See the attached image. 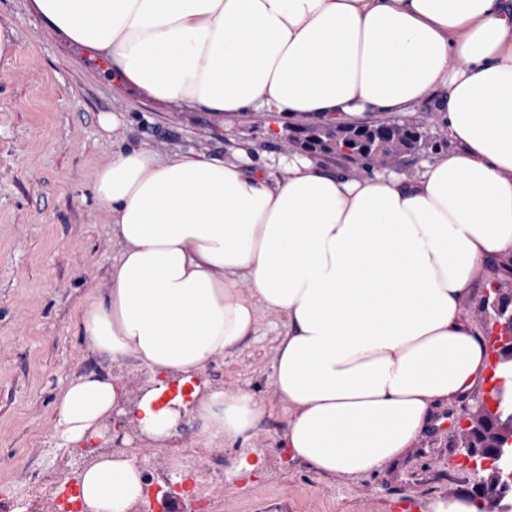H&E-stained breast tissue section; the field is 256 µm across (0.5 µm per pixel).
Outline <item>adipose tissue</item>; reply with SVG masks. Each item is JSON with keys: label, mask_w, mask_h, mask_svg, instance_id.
Returning a JSON list of instances; mask_svg holds the SVG:
<instances>
[{"label": "adipose tissue", "mask_w": 512, "mask_h": 512, "mask_svg": "<svg viewBox=\"0 0 512 512\" xmlns=\"http://www.w3.org/2000/svg\"><path fill=\"white\" fill-rule=\"evenodd\" d=\"M116 82L156 101L360 125L435 100L453 151L407 177H350L294 158L275 178L248 158L118 152L93 191L121 246L110 287L76 316L94 349L166 376L140 428L162 439L189 402L207 448L247 444L266 407L213 385L208 364L284 316L272 363L281 445L325 476L404 455L434 408L475 386L485 341L462 309L512 256V0H33ZM124 392L94 371L57 392L51 433L102 437ZM143 464L96 455L85 512H128Z\"/></svg>", "instance_id": "ef3b65f1"}]
</instances>
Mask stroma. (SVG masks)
<instances>
[{
  "instance_id": "35a3bbf8",
  "label": "stroma",
  "mask_w": 512,
  "mask_h": 512,
  "mask_svg": "<svg viewBox=\"0 0 512 512\" xmlns=\"http://www.w3.org/2000/svg\"><path fill=\"white\" fill-rule=\"evenodd\" d=\"M0 27L11 32V50L0 58V512H61L97 450L64 448L53 438L55 394L91 369L121 376L132 390L144 375L134 361L94 352L74 328L89 295L106 292L120 249L93 195L98 168L118 151L148 149L160 159L187 152L229 159L243 151L280 177L289 123L269 112L219 119L120 87L103 62L48 27L32 0H0ZM106 115L116 117L114 128L102 126ZM409 118L424 126L431 146L400 166L408 176L454 147L429 105ZM496 293L512 295V257L488 264L463 302L490 350L483 379L440 404L415 447L382 471L325 477L279 448L286 417L271 375L287 322L263 312L254 336L207 369L213 384L264 400L268 413L251 441L259 469L236 475L229 453L192 447L198 424L189 417L165 447L134 439L146 482L165 490L189 473L206 512H435L450 491L488 477L465 456L458 428L465 409L499 384L500 327L487 304Z\"/></svg>"
}]
</instances>
